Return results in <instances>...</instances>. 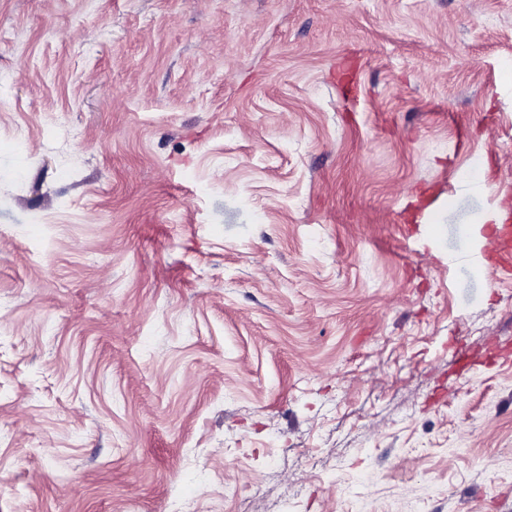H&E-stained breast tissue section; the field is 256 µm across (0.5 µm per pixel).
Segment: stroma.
<instances>
[{
    "label": "stroma",
    "instance_id": "obj_1",
    "mask_svg": "<svg viewBox=\"0 0 512 512\" xmlns=\"http://www.w3.org/2000/svg\"><path fill=\"white\" fill-rule=\"evenodd\" d=\"M512 0H0V512H512Z\"/></svg>",
    "mask_w": 512,
    "mask_h": 512
}]
</instances>
